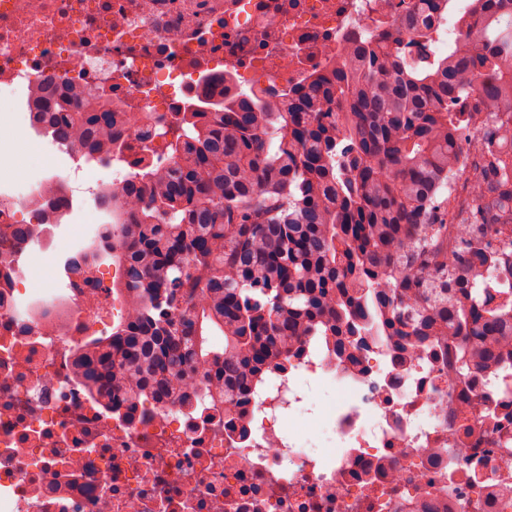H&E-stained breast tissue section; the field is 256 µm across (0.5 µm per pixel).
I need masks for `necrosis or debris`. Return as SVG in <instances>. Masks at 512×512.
<instances>
[{"label":"necrosis or debris","instance_id":"4bbe7bcc","mask_svg":"<svg viewBox=\"0 0 512 512\" xmlns=\"http://www.w3.org/2000/svg\"><path fill=\"white\" fill-rule=\"evenodd\" d=\"M382 0H0V156L31 125L43 78L62 96L93 89L125 112L169 113L201 76L231 72L238 90L301 82L371 37ZM52 164L17 185L0 175V224L28 212L32 237H0V512H512V403L503 372L477 373L469 392L448 377L446 351L402 352L370 336L356 359L328 336L306 342L284 372L253 389L245 429L197 379L188 404L141 401L107 413L77 384L79 344L107 336L123 312L119 269L90 261L61 274L56 293L26 292L29 260L79 252L53 222L56 196L95 194L76 148L45 138ZM60 301V327L34 310ZM351 395L307 416L308 381ZM488 430L462 435L461 418Z\"/></svg>","mask_w":512,"mask_h":512}]
</instances>
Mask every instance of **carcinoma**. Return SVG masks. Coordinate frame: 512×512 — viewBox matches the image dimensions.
<instances>
[{
	"instance_id": "carcinoma-1",
	"label": "carcinoma",
	"mask_w": 512,
	"mask_h": 512,
	"mask_svg": "<svg viewBox=\"0 0 512 512\" xmlns=\"http://www.w3.org/2000/svg\"><path fill=\"white\" fill-rule=\"evenodd\" d=\"M416 0L383 35L278 92L199 94L203 108L118 112L112 98L40 90V130L122 160L127 124L150 153L88 258L122 267L126 314L77 349L86 393L175 404L196 377L233 413L311 336L354 346L359 325L402 349L439 346L448 377L512 369V0ZM224 335L209 351L206 336Z\"/></svg>"
}]
</instances>
